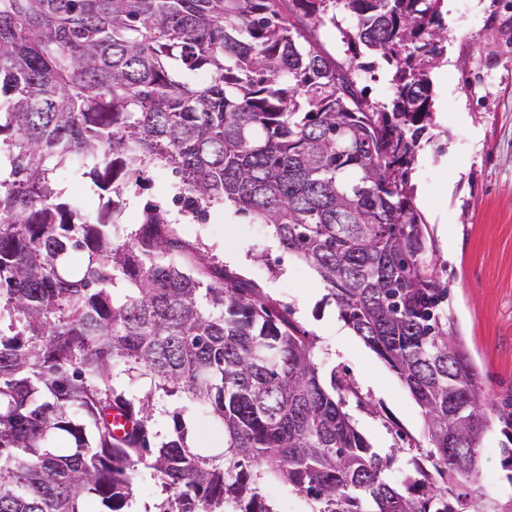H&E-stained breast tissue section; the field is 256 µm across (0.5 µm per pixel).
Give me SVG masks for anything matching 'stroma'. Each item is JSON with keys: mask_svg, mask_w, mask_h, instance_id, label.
<instances>
[{"mask_svg": "<svg viewBox=\"0 0 512 512\" xmlns=\"http://www.w3.org/2000/svg\"><path fill=\"white\" fill-rule=\"evenodd\" d=\"M448 39L430 72L433 118L412 165L413 204L429 234L423 258L448 285V308L478 367L492 405L512 400V0H442ZM180 183L154 168L139 193L123 195L127 221L147 205L173 210ZM177 229L200 243L202 263H225L261 288L267 301L313 338L322 382H348L345 410L380 455H396L397 482L425 419L396 372L348 327L315 270L285 252L271 227L232 207L205 221L178 216ZM240 255L226 262L227 253ZM498 421L479 448L488 492L512 499L503 484Z\"/></svg>", "mask_w": 512, "mask_h": 512, "instance_id": "35a3bbf8", "label": "stroma"}]
</instances>
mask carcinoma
Returning a JSON list of instances; mask_svg holds the SVG:
<instances>
[{
    "label": "carcinoma",
    "instance_id": "carcinoma-1",
    "mask_svg": "<svg viewBox=\"0 0 512 512\" xmlns=\"http://www.w3.org/2000/svg\"><path fill=\"white\" fill-rule=\"evenodd\" d=\"M281 2L0 0V512H131L136 476L166 493L155 512H277L267 483L306 512H512L483 492L488 397L412 202L441 0ZM338 6L356 20L345 66L309 39ZM378 60L387 103L352 79ZM151 167L179 177L178 212L228 204L317 272L423 410L431 469L386 482L307 332L190 263L167 211L145 207L127 234L120 205L90 216L53 180L120 198ZM157 400L175 422L154 444ZM187 411L223 452L188 444ZM264 495L277 503L283 512H300L305 504L296 495L289 493L283 486L267 485L263 487Z\"/></svg>",
    "mask_w": 512,
    "mask_h": 512
}]
</instances>
